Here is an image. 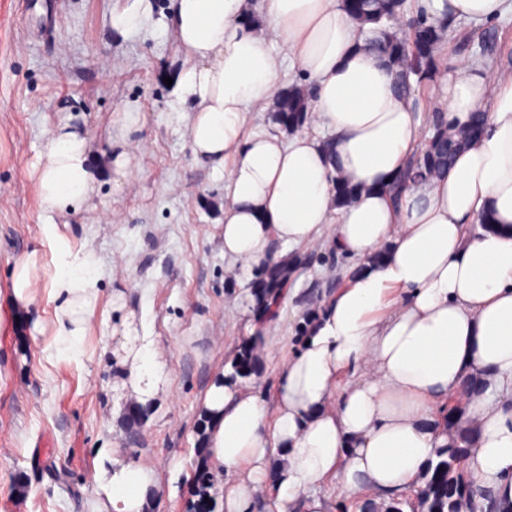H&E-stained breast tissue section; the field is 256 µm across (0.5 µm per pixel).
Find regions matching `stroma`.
<instances>
[{
	"label": "stroma",
	"mask_w": 512,
	"mask_h": 512,
	"mask_svg": "<svg viewBox=\"0 0 512 512\" xmlns=\"http://www.w3.org/2000/svg\"><path fill=\"white\" fill-rule=\"evenodd\" d=\"M31 0H0V512H98L103 455L153 469L147 512H192L197 426L216 376L264 323L250 295L252 271L224 262V172L192 153L185 113L174 111L167 79L184 56L169 26L172 0H152L141 28L111 27L119 0H45V27ZM470 45L449 42L438 78L456 59L474 60L495 34L488 67L512 76V14L480 24L460 21ZM67 124L92 141L94 190L80 208L45 214L34 177L53 129ZM131 150L132 186H117L113 161ZM72 248L89 246L100 264L90 276L93 324L69 348L55 342V302L42 290L23 318L9 310L15 265L43 260L47 225ZM333 233L294 248L301 312L284 299L278 321L285 343L257 353L248 384L273 405L277 369L304 346L329 295L356 268L332 264ZM148 336L163 365L146 419L129 437L135 408L121 359L125 319Z\"/></svg>",
	"instance_id": "stroma-1"
}]
</instances>
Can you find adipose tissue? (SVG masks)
Masks as SVG:
<instances>
[{"instance_id": "ef3b65f1", "label": "adipose tissue", "mask_w": 512, "mask_h": 512, "mask_svg": "<svg viewBox=\"0 0 512 512\" xmlns=\"http://www.w3.org/2000/svg\"><path fill=\"white\" fill-rule=\"evenodd\" d=\"M432 21L478 22L512 12V0H416ZM173 27L187 58L174 95L190 103L196 158L224 166V260L247 270L283 246L314 242L334 227L343 252L364 260L333 293L303 350L277 370L274 410L252 391L211 385L207 458L226 512H248L270 457L280 453L276 491L264 512H327L315 487L376 502L417 486L441 436L425 425L474 373L512 396V77L457 60L442 89L449 127L465 125L484 98L483 135L457 154L445 177L392 204L385 189L422 146L421 114L364 45L343 0H174ZM313 83L312 130L283 137L250 131L270 105L284 64ZM89 140L53 130L36 172L40 208L62 213L92 190ZM359 193L336 204V178ZM499 232H471L482 219ZM54 270L41 281L38 253L16 264L11 302L27 311L48 284L57 344H72L96 317L88 270L93 249L54 235ZM122 364L138 402L160 368L149 341ZM352 381L341 382L345 371ZM477 446L466 473L512 507V414L474 401ZM99 512H143L152 469L113 460Z\"/></svg>"}]
</instances>
